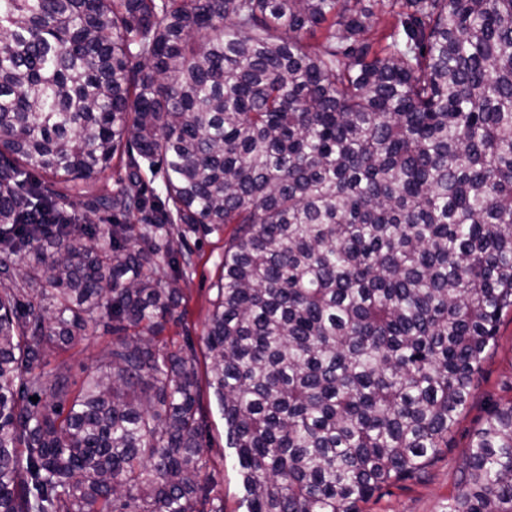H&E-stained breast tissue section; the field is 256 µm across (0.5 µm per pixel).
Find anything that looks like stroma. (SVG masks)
<instances>
[{"mask_svg":"<svg viewBox=\"0 0 512 512\" xmlns=\"http://www.w3.org/2000/svg\"><path fill=\"white\" fill-rule=\"evenodd\" d=\"M224 238L221 232L198 233L175 242L176 250L191 253L194 260L190 272L179 281L188 313L184 319L168 324L162 339L178 345L188 338L193 341L200 381L199 413L214 492L223 499L224 512H247L234 451L227 445L224 417L213 390L207 385L210 360L205 333L216 298L215 284L224 261ZM112 339L110 332L97 329L95 335L82 345L52 354L49 364L62 366L72 379L82 380L92 371L96 359L111 345ZM511 401L512 313H507L501 318L494 346L476 377L473 398L448 438L447 451L432 467L427 481L393 487L389 495L369 503L366 512H448L449 497L461 490L458 467L468 452L472 433L491 407Z\"/></svg>","mask_w":512,"mask_h":512,"instance_id":"1","label":"stroma"}]
</instances>
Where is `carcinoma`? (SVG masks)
Returning a JSON list of instances; mask_svg holds the SVG:
<instances>
[{
  "instance_id": "carcinoma-1",
  "label": "carcinoma",
  "mask_w": 512,
  "mask_h": 512,
  "mask_svg": "<svg viewBox=\"0 0 512 512\" xmlns=\"http://www.w3.org/2000/svg\"><path fill=\"white\" fill-rule=\"evenodd\" d=\"M230 224L206 348L248 512L425 482L512 312V0H0V512H224L158 337L174 235ZM101 326L77 389L46 370ZM458 473L448 512H512V402Z\"/></svg>"
}]
</instances>
